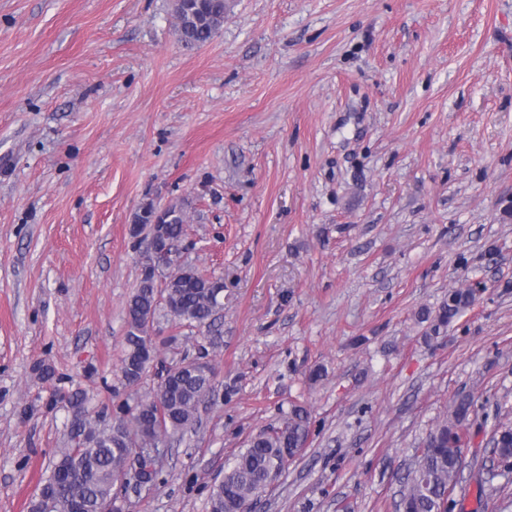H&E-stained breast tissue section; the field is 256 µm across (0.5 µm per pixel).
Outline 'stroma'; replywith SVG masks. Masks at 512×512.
Masks as SVG:
<instances>
[{"label":"stroma","instance_id":"stroma-1","mask_svg":"<svg viewBox=\"0 0 512 512\" xmlns=\"http://www.w3.org/2000/svg\"><path fill=\"white\" fill-rule=\"evenodd\" d=\"M229 2L188 48L172 0H0V512L64 445L55 393L112 401L147 202L186 204L182 255L224 281L214 324L157 327L211 342L219 386L130 512H210L294 405L307 444L253 512H400L465 395L453 512H512V478L479 487L512 422V0ZM475 291L472 288L458 289L448 293V298L440 305L437 314L430 326V333L426 338L438 337L441 330L446 328L474 299Z\"/></svg>","mask_w":512,"mask_h":512}]
</instances>
